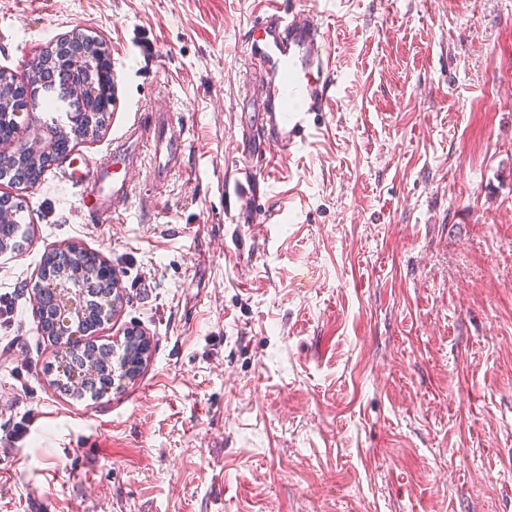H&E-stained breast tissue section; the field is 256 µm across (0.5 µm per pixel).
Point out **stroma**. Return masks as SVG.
Masks as SVG:
<instances>
[{"label": "stroma", "mask_w": 512, "mask_h": 512, "mask_svg": "<svg viewBox=\"0 0 512 512\" xmlns=\"http://www.w3.org/2000/svg\"><path fill=\"white\" fill-rule=\"evenodd\" d=\"M267 0H0V70L80 29L119 78L106 131L15 191L0 255V512H512V0H309L335 100L238 195ZM183 166L124 217L61 174L156 110ZM74 243L143 332L140 375L75 402L43 374L44 253ZM3 199L4 203H8L10 201V206L13 208L15 221L17 224L15 239L13 243V247L19 251L22 250L23 247L28 243L31 237V224L27 222L29 220V216L27 214L26 205L19 198H10L9 196L0 197V203Z\"/></svg>", "instance_id": "obj_1"}]
</instances>
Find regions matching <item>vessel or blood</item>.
<instances>
[{
  "mask_svg": "<svg viewBox=\"0 0 512 512\" xmlns=\"http://www.w3.org/2000/svg\"><path fill=\"white\" fill-rule=\"evenodd\" d=\"M258 27L262 35L255 50L269 69L268 105L261 114L257 162L245 172L244 187L250 194L256 193L275 153L290 150L303 137L308 114L329 111L335 82L323 27L310 11L286 15L273 7ZM183 151V134L171 112L152 113L148 126L129 128L110 156L86 171L93 208L109 215L120 211L131 196L121 172L140 163L143 155L151 157L154 180L162 181L180 169Z\"/></svg>",
  "mask_w": 512,
  "mask_h": 512,
  "instance_id": "vessel-or-blood-1",
  "label": "vessel or blood"
}]
</instances>
